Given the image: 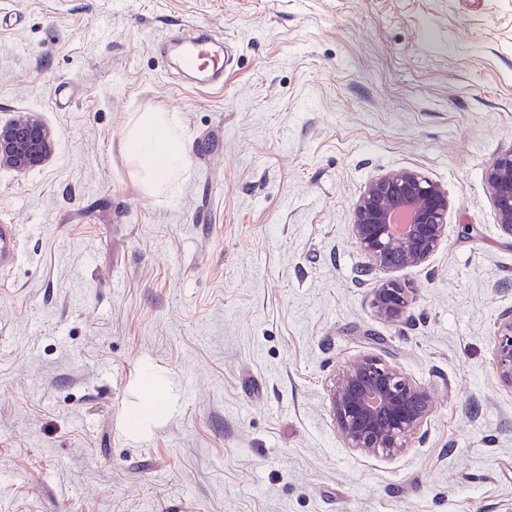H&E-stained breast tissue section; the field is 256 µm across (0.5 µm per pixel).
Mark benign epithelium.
Masks as SVG:
<instances>
[{
	"mask_svg": "<svg viewBox=\"0 0 512 512\" xmlns=\"http://www.w3.org/2000/svg\"><path fill=\"white\" fill-rule=\"evenodd\" d=\"M54 141L33 112L0 121V168L18 173L51 159ZM500 230L512 237V148L499 153L484 173ZM448 192L420 171L391 170L372 180L353 208L352 234L368 267L394 270L425 264L448 233ZM413 289L392 279L374 290L371 306L386 322L406 320ZM496 366L512 384V311L502 317L495 338ZM329 410L345 447L367 454H395L406 448L432 412L429 391L374 356H363L336 370Z\"/></svg>",
	"mask_w": 512,
	"mask_h": 512,
	"instance_id": "7a95c632",
	"label": "benign epithelium"
}]
</instances>
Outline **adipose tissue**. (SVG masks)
<instances>
[{"mask_svg": "<svg viewBox=\"0 0 512 512\" xmlns=\"http://www.w3.org/2000/svg\"><path fill=\"white\" fill-rule=\"evenodd\" d=\"M128 153L142 165V182L147 191L159 189L168 171L188 164L184 144L168 133L161 113L144 112L129 127L125 139Z\"/></svg>", "mask_w": 512, "mask_h": 512, "instance_id": "ef3b65f1", "label": "adipose tissue"}]
</instances>
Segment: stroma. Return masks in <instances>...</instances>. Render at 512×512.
<instances>
[{
  "instance_id": "35a3bbf8",
  "label": "stroma",
  "mask_w": 512,
  "mask_h": 512,
  "mask_svg": "<svg viewBox=\"0 0 512 512\" xmlns=\"http://www.w3.org/2000/svg\"><path fill=\"white\" fill-rule=\"evenodd\" d=\"M199 26L223 85L158 52ZM19 112L55 150L0 169V512H512V237L482 180L512 148V0H0ZM143 112L189 149L157 195L125 148ZM401 168L450 207L394 325L351 222ZM364 355L434 395L393 456L329 413ZM495 358L501 376L512 385V311L503 315L498 327Z\"/></svg>"
}]
</instances>
